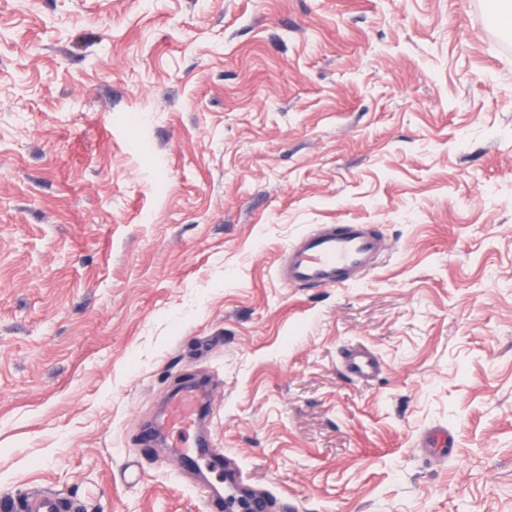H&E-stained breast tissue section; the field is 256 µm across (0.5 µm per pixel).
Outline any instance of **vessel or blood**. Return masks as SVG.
Segmentation results:
<instances>
[{
    "label": "vessel or blood",
    "instance_id": "obj_1",
    "mask_svg": "<svg viewBox=\"0 0 512 512\" xmlns=\"http://www.w3.org/2000/svg\"><path fill=\"white\" fill-rule=\"evenodd\" d=\"M384 239L364 224H325L303 235L288 250L284 282L294 286L333 288L352 281L355 273L366 270L384 251ZM347 373L361 381L372 380L381 367L377 359L362 348L343 353ZM208 411L207 392L189 385L173 393L164 405L163 415L146 440L196 430ZM26 512H67L65 501L56 494L39 491L25 503Z\"/></svg>",
    "mask_w": 512,
    "mask_h": 512
}]
</instances>
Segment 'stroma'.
I'll return each instance as SVG.
<instances>
[{"instance_id":"stroma-1","label":"stroma","mask_w":512,"mask_h":512,"mask_svg":"<svg viewBox=\"0 0 512 512\" xmlns=\"http://www.w3.org/2000/svg\"><path fill=\"white\" fill-rule=\"evenodd\" d=\"M319 224L387 249L285 285ZM195 378L215 487L229 462L275 512H512V32L486 0H0V512H206L141 442ZM343 365L347 373L361 381L372 380L381 372L377 359L362 348H348L343 352ZM25 512H66L65 501L56 494L46 491L35 492L25 503Z\"/></svg>"}]
</instances>
